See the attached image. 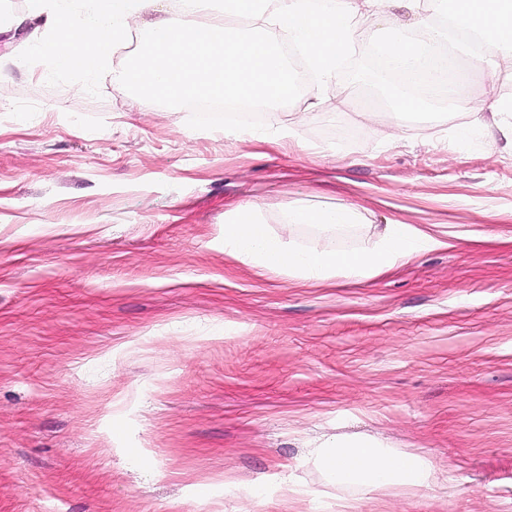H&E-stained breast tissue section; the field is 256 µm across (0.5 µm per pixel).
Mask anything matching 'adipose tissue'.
<instances>
[{"instance_id":"adipose-tissue-1","label":"adipose tissue","mask_w":512,"mask_h":512,"mask_svg":"<svg viewBox=\"0 0 512 512\" xmlns=\"http://www.w3.org/2000/svg\"><path fill=\"white\" fill-rule=\"evenodd\" d=\"M159 2L93 0L77 14L64 0H29L26 18L50 31L40 41L45 67L92 71L135 29L142 45L136 70L144 89L175 103L211 94L272 112L295 90L279 47L268 36H244L222 26L220 17H247L286 30L298 42L306 67L326 81L335 79L359 30L373 18L381 23L378 50L396 117L423 111L424 100L412 92L423 78L447 99L449 111L467 113L473 125L483 124L485 114L512 112V100L474 94L471 75L462 66L468 60L478 67L512 69V0H454L450 14L442 11L443 0H274L270 11L261 9L259 0H182L176 17L157 15ZM202 13L214 14L215 22L196 23ZM418 25L423 28L419 37L403 36V28ZM359 219V211L348 204L298 206L288 210L283 227L310 226L327 235ZM438 245L422 229L389 224L373 250L311 251L274 235L250 206L237 208L224 226L225 252L261 271L286 270L305 280L342 275L362 281ZM310 454L326 481L343 493L370 487L417 491L435 478L429 457L363 440H339Z\"/></svg>"}]
</instances>
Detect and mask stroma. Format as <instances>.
I'll return each instance as SVG.
<instances>
[{
	"label": "stroma",
	"instance_id": "1",
	"mask_svg": "<svg viewBox=\"0 0 512 512\" xmlns=\"http://www.w3.org/2000/svg\"><path fill=\"white\" fill-rule=\"evenodd\" d=\"M0 0V512H336L307 451L359 436L435 464L411 495L350 512H512V145L441 98L403 117L309 78L245 126L44 71ZM251 205L356 207L358 226L289 234L374 249L388 224L441 246L355 282L266 274L224 251ZM302 494L285 497L280 477Z\"/></svg>",
	"mask_w": 512,
	"mask_h": 512
}]
</instances>
